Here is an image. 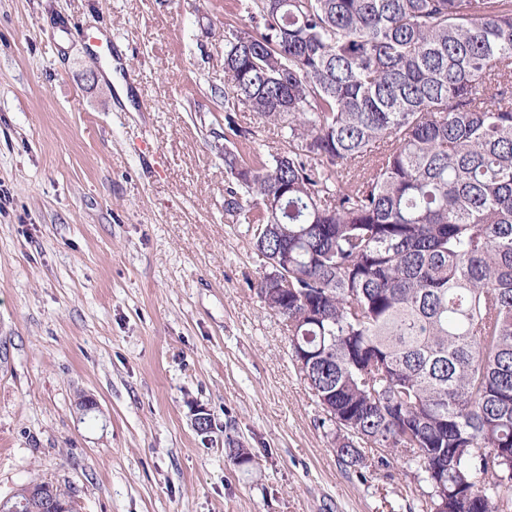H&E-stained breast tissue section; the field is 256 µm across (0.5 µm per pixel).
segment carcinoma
Listing matches in <instances>:
<instances>
[{
    "mask_svg": "<svg viewBox=\"0 0 512 512\" xmlns=\"http://www.w3.org/2000/svg\"><path fill=\"white\" fill-rule=\"evenodd\" d=\"M225 210L280 261L291 351L338 448L410 461L426 512H512V0H237ZM49 499L51 482L31 481ZM236 121L241 127L252 130L253 135L247 145L246 151L268 156V152L274 151L276 147H282L286 140V130L279 126L271 124H262L256 122L251 112H234ZM250 149H249V148Z\"/></svg>",
    "mask_w": 512,
    "mask_h": 512,
    "instance_id": "1",
    "label": "carcinoma"
}]
</instances>
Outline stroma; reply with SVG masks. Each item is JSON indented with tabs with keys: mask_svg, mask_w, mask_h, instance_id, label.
Returning a JSON list of instances; mask_svg holds the SVG:
<instances>
[{
	"mask_svg": "<svg viewBox=\"0 0 512 512\" xmlns=\"http://www.w3.org/2000/svg\"><path fill=\"white\" fill-rule=\"evenodd\" d=\"M228 22L251 24L235 0H0V499L38 479L79 512H421L406 461L340 460L257 295L224 209Z\"/></svg>",
	"mask_w": 512,
	"mask_h": 512,
	"instance_id": "obj_1",
	"label": "stroma"
}]
</instances>
